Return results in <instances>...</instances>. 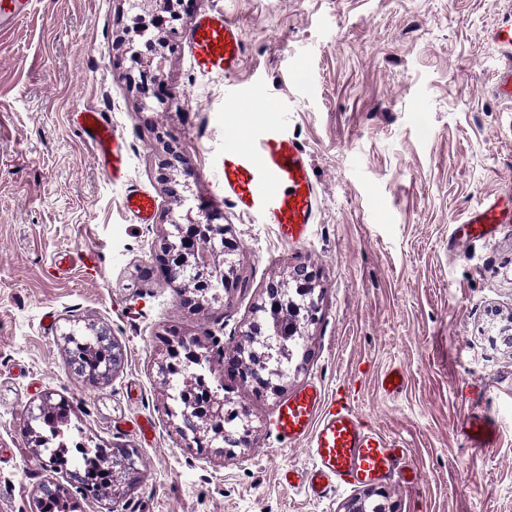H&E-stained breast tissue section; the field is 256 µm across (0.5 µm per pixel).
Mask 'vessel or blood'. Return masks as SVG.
I'll return each instance as SVG.
<instances>
[{"label":"vessel or blood","instance_id":"1","mask_svg":"<svg viewBox=\"0 0 512 512\" xmlns=\"http://www.w3.org/2000/svg\"><path fill=\"white\" fill-rule=\"evenodd\" d=\"M31 6L32 0H0V26L22 20ZM487 39L509 63L500 73L496 92L512 101V17L488 31ZM243 42L240 26L220 12L202 14L189 32L191 59L204 75L235 74L242 60ZM224 109L229 113L224 120L221 164L225 201L239 213L259 216L275 225L283 241H303L315 220L319 200L303 148L277 118L258 119L251 122L247 134H239L241 100L237 96H227ZM72 120L94 146L113 183L126 182V144L104 114L86 107L73 113ZM124 208L146 224L155 200L145 189H132L124 197ZM511 223L512 201L486 197L455 225L453 233L478 240L494 233L498 225ZM277 429L288 443L306 442L312 467L288 469L284 478L288 485L303 488L313 497H324L339 486L391 481L412 485L419 481L398 441L367 424L347 399H327L317 384L304 385L281 403ZM494 434V427L480 418L466 427L468 439L478 448L489 447Z\"/></svg>","mask_w":512,"mask_h":512}]
</instances>
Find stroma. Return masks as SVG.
<instances>
[{
	"label": "stroma",
	"instance_id": "35a3bbf8",
	"mask_svg": "<svg viewBox=\"0 0 512 512\" xmlns=\"http://www.w3.org/2000/svg\"><path fill=\"white\" fill-rule=\"evenodd\" d=\"M160 78L173 102L147 112L119 42L128 0H34L0 31V512H29L53 477L23 436L45 392L68 398L93 445L138 455L137 483L115 512H339L357 494L316 499L282 480L308 467L305 444L275 429L280 397L255 399L214 363L218 394L252 433L226 456L186 447L161 384L158 340L178 325L208 350L234 347L269 282L289 267L319 273L323 301L312 357L285 391L321 384L347 394L371 426L400 441L420 480L389 484L397 512H512V349L494 339L512 316V224L484 241L453 236L485 196L512 192V102L494 91L505 61L489 26L512 0H182ZM245 34L233 78L203 76L185 35L201 11ZM280 117L305 149L319 189L308 239L283 243L273 225L239 214L221 222L239 246L230 299L189 316L175 283L148 274L155 242L221 190L224 99ZM104 112L129 148L128 183L157 201L151 223L123 209L71 120ZM177 138L191 172L186 204L157 179V130ZM62 251L89 266L58 273ZM107 328L125 363L95 385L66 362L68 333ZM401 368L397 395L378 387ZM151 420L144 441L127 423ZM494 423L491 447L461 427Z\"/></svg>",
	"mask_w": 512,
	"mask_h": 512
}]
</instances>
